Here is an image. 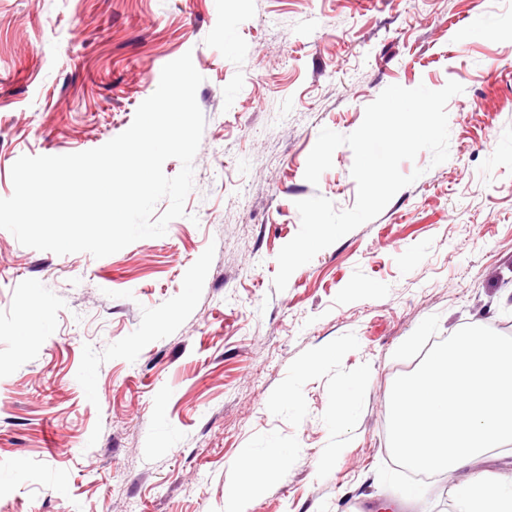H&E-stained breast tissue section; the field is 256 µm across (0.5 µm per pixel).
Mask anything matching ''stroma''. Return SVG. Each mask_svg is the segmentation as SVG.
<instances>
[{
    "instance_id": "1",
    "label": "stroma",
    "mask_w": 512,
    "mask_h": 512,
    "mask_svg": "<svg viewBox=\"0 0 512 512\" xmlns=\"http://www.w3.org/2000/svg\"><path fill=\"white\" fill-rule=\"evenodd\" d=\"M191 53L206 125L185 214L96 258L0 229V512H391L388 396L424 341L512 336V0H0V198L24 155L124 132ZM449 158L298 268V201L351 208L353 152L305 177L321 129L388 86L448 81ZM359 387L337 421V393ZM286 448L287 460L266 457ZM465 472L408 512H453ZM253 465L256 464L249 463V465L242 467L237 476L227 483L224 495L225 512H242L244 510L242 507V487H261L260 480L252 473Z\"/></svg>"
}]
</instances>
